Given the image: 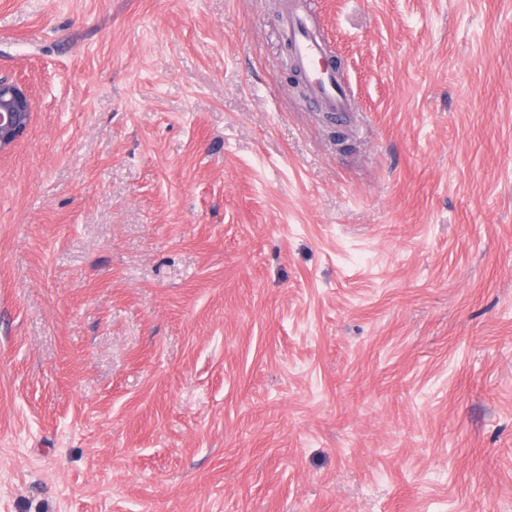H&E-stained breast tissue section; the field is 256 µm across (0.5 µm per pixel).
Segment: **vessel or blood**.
<instances>
[{
    "instance_id": "vessel-or-blood-1",
    "label": "vessel or blood",
    "mask_w": 512,
    "mask_h": 512,
    "mask_svg": "<svg viewBox=\"0 0 512 512\" xmlns=\"http://www.w3.org/2000/svg\"><path fill=\"white\" fill-rule=\"evenodd\" d=\"M282 26L308 79L311 103L345 118L351 102L339 72L327 63L330 51L312 25L309 0H294L282 17Z\"/></svg>"
}]
</instances>
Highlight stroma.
I'll list each match as a JSON object with an SVG mask.
<instances>
[{
	"label": "stroma",
	"mask_w": 512,
	"mask_h": 512,
	"mask_svg": "<svg viewBox=\"0 0 512 512\" xmlns=\"http://www.w3.org/2000/svg\"><path fill=\"white\" fill-rule=\"evenodd\" d=\"M0 0V512H512V0ZM282 16V26L294 56L308 78L310 101L322 112L344 119L351 106L340 74L325 61L332 56L311 22L310 0H293ZM31 113V95L26 86L0 78V151L23 136Z\"/></svg>",
	"instance_id": "35a3bbf8"
}]
</instances>
